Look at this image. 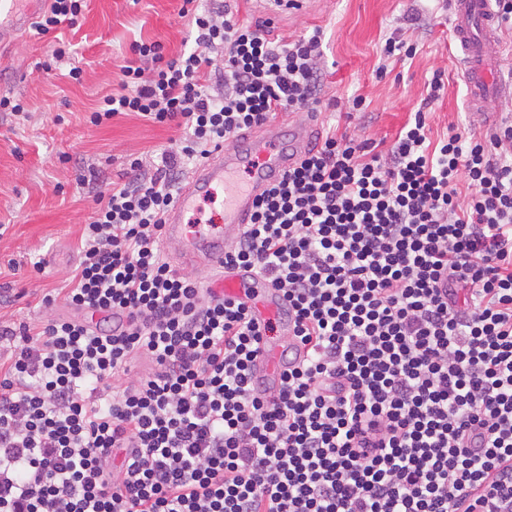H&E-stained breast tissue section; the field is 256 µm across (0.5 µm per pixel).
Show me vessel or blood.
Instances as JSON below:
<instances>
[{
    "mask_svg": "<svg viewBox=\"0 0 512 512\" xmlns=\"http://www.w3.org/2000/svg\"><path fill=\"white\" fill-rule=\"evenodd\" d=\"M48 0H0V48L6 49L30 27L47 7ZM452 40L472 110L495 117L492 105L512 100V78L501 76L497 54V28L493 0H450ZM316 135L313 117L271 123L239 133L235 141L214 153L187 177L174 205L166 212L162 246L180 267L223 268L224 248L249 222L254 202L301 160ZM224 187V213L201 223L192 217L199 201ZM225 298L254 299L259 320L279 318L281 338L265 340L253 371L255 383L275 391L288 365L303 350L294 337L293 319L284 317L281 293L251 270L241 268L224 275Z\"/></svg>",
    "mask_w": 512,
    "mask_h": 512,
    "instance_id": "vessel-or-blood-1",
    "label": "vessel or blood"
}]
</instances>
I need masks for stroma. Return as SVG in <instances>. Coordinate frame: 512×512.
Returning <instances> with one entry per match:
<instances>
[{"mask_svg": "<svg viewBox=\"0 0 512 512\" xmlns=\"http://www.w3.org/2000/svg\"><path fill=\"white\" fill-rule=\"evenodd\" d=\"M183 0H88L78 27L66 31L71 56L52 55L54 34L29 31L0 55V97L21 100L26 114L0 112V321L35 324L70 315L64 304L45 309V293L64 287L77 260L81 228L93 205L79 175L125 180L128 161L170 148L174 129L122 115L98 128L84 115L116 88L119 67L134 40L160 41L168 54L191 49L194 40L179 16ZM239 16L273 22L291 40L314 27L324 30L325 79L318 125L337 112L338 132L393 143L416 112L435 71L445 87L427 116L432 138L449 125H464L466 85L451 42L452 21L440 0H305L302 6L241 0ZM397 37L417 48L413 58L385 59L381 47ZM83 71L67 80L70 67ZM367 108L347 120L349 101ZM45 261L43 272L33 264Z\"/></svg>", "mask_w": 512, "mask_h": 512, "instance_id": "1", "label": "stroma"}]
</instances>
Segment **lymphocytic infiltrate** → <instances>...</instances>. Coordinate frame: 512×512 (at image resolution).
<instances>
[{
    "label": "lymphocytic infiltrate",
    "mask_w": 512,
    "mask_h": 512,
    "mask_svg": "<svg viewBox=\"0 0 512 512\" xmlns=\"http://www.w3.org/2000/svg\"><path fill=\"white\" fill-rule=\"evenodd\" d=\"M184 2L195 49L134 43L87 117L176 128L174 149L96 185L79 263L41 300L75 317L0 325V512H491L512 486V123L431 139L437 72L387 151L328 126L257 198L224 267L282 293L304 350L268 392L271 324L175 269L163 216L189 165L316 111L324 31Z\"/></svg>",
    "instance_id": "f902f5d3"
}]
</instances>
